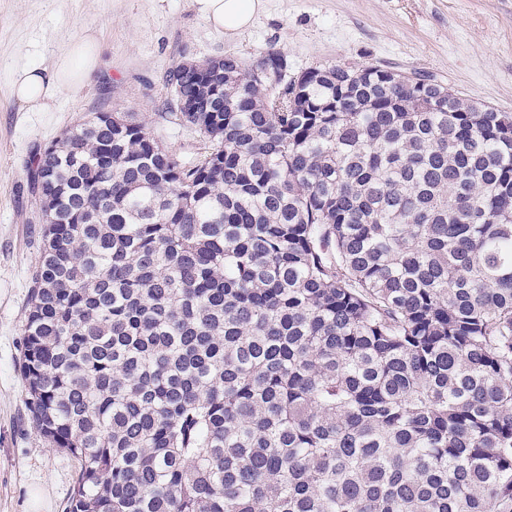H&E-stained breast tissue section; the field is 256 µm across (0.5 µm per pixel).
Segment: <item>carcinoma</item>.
I'll list each match as a JSON object with an SVG mask.
<instances>
[{
	"mask_svg": "<svg viewBox=\"0 0 512 512\" xmlns=\"http://www.w3.org/2000/svg\"><path fill=\"white\" fill-rule=\"evenodd\" d=\"M164 76L28 181L20 373L69 512H512V113L416 70Z\"/></svg>",
	"mask_w": 512,
	"mask_h": 512,
	"instance_id": "cac0c4a2",
	"label": "carcinoma"
}]
</instances>
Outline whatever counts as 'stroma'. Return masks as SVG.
<instances>
[{"label": "stroma", "instance_id": "35a3bbf8", "mask_svg": "<svg viewBox=\"0 0 512 512\" xmlns=\"http://www.w3.org/2000/svg\"><path fill=\"white\" fill-rule=\"evenodd\" d=\"M90 29L100 42L97 71L43 111H21L11 93L19 70L50 65ZM270 46L294 74L336 64L417 69L512 113V0H266L232 38L212 28L200 0H0V512H65L78 470L26 415L20 357L42 228L28 166L99 111L129 115L192 158L197 135L162 117L172 59L251 58Z\"/></svg>", "mask_w": 512, "mask_h": 512}]
</instances>
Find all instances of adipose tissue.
<instances>
[{
    "label": "adipose tissue",
    "instance_id": "obj_1",
    "mask_svg": "<svg viewBox=\"0 0 512 512\" xmlns=\"http://www.w3.org/2000/svg\"><path fill=\"white\" fill-rule=\"evenodd\" d=\"M202 3L211 25L228 37L248 28L255 15L265 8L264 0H202ZM99 58L98 39L94 32H86L51 67L32 65L23 69L12 85V95L23 110L41 111L47 98L88 79L97 70Z\"/></svg>",
    "mask_w": 512,
    "mask_h": 512
}]
</instances>
